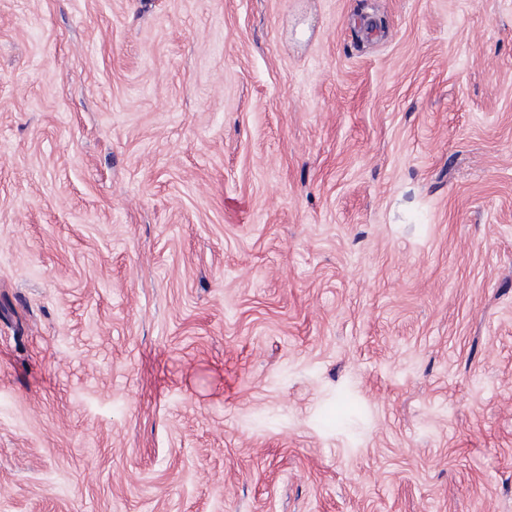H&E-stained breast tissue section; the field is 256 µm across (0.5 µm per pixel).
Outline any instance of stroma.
Returning a JSON list of instances; mask_svg holds the SVG:
<instances>
[{
    "instance_id": "1",
    "label": "stroma",
    "mask_w": 512,
    "mask_h": 512,
    "mask_svg": "<svg viewBox=\"0 0 512 512\" xmlns=\"http://www.w3.org/2000/svg\"><path fill=\"white\" fill-rule=\"evenodd\" d=\"M0 512H512V0H0Z\"/></svg>"
}]
</instances>
